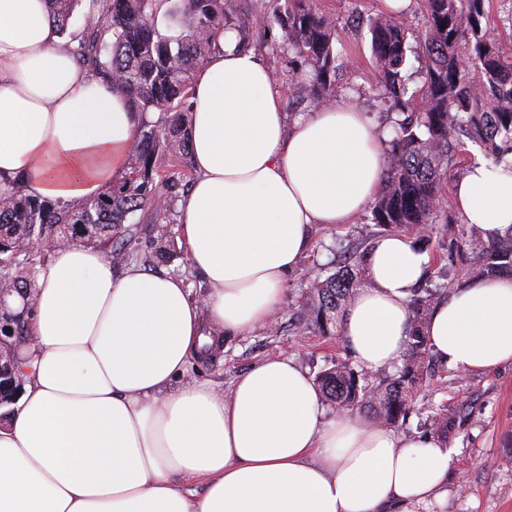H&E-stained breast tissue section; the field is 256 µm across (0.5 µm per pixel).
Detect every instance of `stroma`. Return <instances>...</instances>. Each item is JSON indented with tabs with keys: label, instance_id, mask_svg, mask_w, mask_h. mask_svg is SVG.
<instances>
[{
	"label": "stroma",
	"instance_id": "35a3bbf8",
	"mask_svg": "<svg viewBox=\"0 0 512 512\" xmlns=\"http://www.w3.org/2000/svg\"><path fill=\"white\" fill-rule=\"evenodd\" d=\"M318 5L335 15L342 40L351 49L349 63L339 73L340 84L361 88L360 111L382 135H389L388 117L370 89L374 70L368 23L381 11V0H319ZM377 231V226L360 219L317 229L312 250L300 258L288 278L289 310L248 334L225 337L222 352L210 360H196L193 376L227 388L252 364L271 356H288L313 377L332 362L348 358L341 336L297 332L292 309L304 299L316 276L328 275L339 239L363 248ZM434 371L400 428L407 435L427 434L434 413L448 416V427L439 437L457 449L458 463L451 472L447 502L434 506L433 512H512V364L492 372L463 374L439 360Z\"/></svg>",
	"mask_w": 512,
	"mask_h": 512
}]
</instances>
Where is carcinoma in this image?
Returning <instances> with one entry per match:
<instances>
[{
    "mask_svg": "<svg viewBox=\"0 0 512 512\" xmlns=\"http://www.w3.org/2000/svg\"><path fill=\"white\" fill-rule=\"evenodd\" d=\"M52 18L73 56L133 111L145 116L124 179L81 206L62 209L50 199L25 195L19 183L0 192V279L23 297L32 294L47 252L44 241L67 237L90 245L114 264L150 265L177 255L175 244H143L150 224L175 223L176 207L193 177L189 144L192 75L212 49L217 33L239 31L247 47L248 25L235 23L228 0H96L98 18L84 17L68 32L80 0H50ZM485 0H421L426 16L417 46L397 14L381 13L369 25L375 69L372 89L391 118L390 165L364 220L385 232L419 233L432 224L448 227V256L468 253L470 275L512 276V232L485 241L470 225L456 224L443 191L448 171L463 169L452 154L462 137L483 145L500 161L512 154V47L491 29ZM258 15L276 23L280 40L262 44L273 56L309 69L290 87V97L310 106L341 91L336 74L348 61L335 18L315 0H259ZM419 66L409 68L410 59ZM421 84L410 88L415 76ZM365 252H338L335 270L315 279L295 316L301 333L334 336L353 289L366 281ZM439 295L415 290L409 301L412 330L401 367L378 381L347 360L323 370L316 383L338 411H369L397 425L431 362L425 326Z\"/></svg>",
    "mask_w": 512,
    "mask_h": 512,
    "instance_id": "1",
    "label": "carcinoma"
}]
</instances>
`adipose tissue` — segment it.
Wrapping results in <instances>:
<instances>
[{"label":"adipose tissue","mask_w":512,"mask_h":512,"mask_svg":"<svg viewBox=\"0 0 512 512\" xmlns=\"http://www.w3.org/2000/svg\"><path fill=\"white\" fill-rule=\"evenodd\" d=\"M219 35L193 79L194 181L178 208L206 287L82 244L54 248L31 302L24 384L0 430V512H426L456 452L347 412L313 379L263 359L230 391L190 367L225 334L285 305L319 225L351 224L377 196L385 143L341 94L293 116L260 57ZM48 0H0V189L72 207L126 171L140 113L63 52ZM464 223L512 229V166L473 160L454 190ZM430 262L398 233L373 240L342 337L356 363L397 361L408 301ZM432 354L464 373L512 364V278H470L433 308Z\"/></svg>","instance_id":"adipose-tissue-1"}]
</instances>
